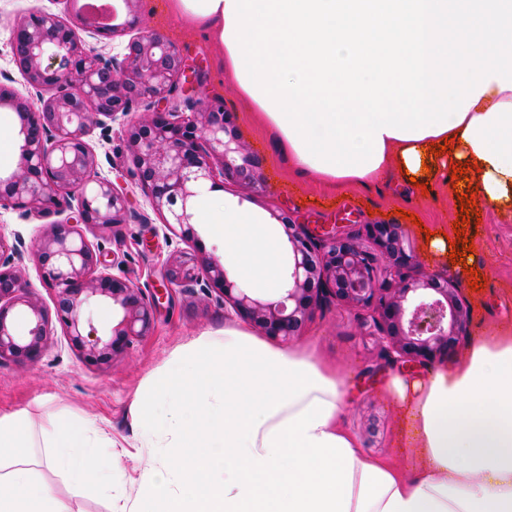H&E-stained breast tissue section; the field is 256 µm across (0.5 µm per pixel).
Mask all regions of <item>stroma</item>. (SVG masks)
<instances>
[{"label":"stroma","instance_id":"1","mask_svg":"<svg viewBox=\"0 0 512 512\" xmlns=\"http://www.w3.org/2000/svg\"><path fill=\"white\" fill-rule=\"evenodd\" d=\"M112 2L119 17L135 12L140 27L162 34L180 50L186 66L201 71L200 82L191 91L171 96L169 108L186 112L194 101L223 100L245 154L257 164L258 177L252 187L225 182L226 204L259 215L278 233L286 220L320 232L339 225L360 239L369 224L403 225L420 271L448 275L470 306L469 332L449 352L442 369L458 365L470 345L492 327H512V219L477 206L465 228L466 238L473 241L468 264L454 265L449 259L437 258L425 233L448 227L461 210L447 176H440L425 190L407 183L396 172L369 189L335 192L322 186L314 174H301L289 167L273 136L247 119L249 105L221 74L220 52L209 43L205 31L178 34L175 22L162 19L165 0H136L131 7L125 0ZM63 9L62 0H0V91L29 94L10 48L20 17L33 11L59 13ZM124 122L91 128L88 141L100 159L99 176L123 188L134 216L108 228L88 226L81 233L91 244L100 245L105 259L113 263L114 275L130 280L146 294H161L154 325L146 336L134 338L124 354L101 367L87 365L61 326H54L38 360L0 363V413H22L35 427L55 413L93 420L129 448L135 442L130 414L134 393L167 364L177 348L204 333L223 335L225 326L237 323L238 318L215 297L166 289L165 272L171 258L189 253L200 259L223 260L224 240L207 224H196L193 242L182 241L165 228L133 175ZM56 220L53 214L25 218L18 209L0 206V243L9 248L16 241L24 242L22 276L29 293L49 308L54 305L55 291L42 280L34 246ZM474 280L479 283L475 290L470 287ZM370 314L368 308L329 300L316 309L295 342L313 343L322 358L336 364L342 373L352 397L344 421L357 435L364 453L402 458L406 451L397 441L402 413L383 389L392 376L421 377L427 369L390 362L381 339L364 333L363 324Z\"/></svg>","mask_w":512,"mask_h":512}]
</instances>
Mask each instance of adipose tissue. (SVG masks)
I'll return each instance as SVG.
<instances>
[{
	"mask_svg": "<svg viewBox=\"0 0 512 512\" xmlns=\"http://www.w3.org/2000/svg\"><path fill=\"white\" fill-rule=\"evenodd\" d=\"M205 28L224 72L282 157L335 189L391 167L417 183L463 165L460 191L512 214V0H168ZM453 143L434 156L431 143ZM224 270L276 297L280 239L255 214L203 198ZM411 425V468L366 455L346 427L336 366L314 345L248 327L176 350L132 403L133 490H115L107 431L0 414V512H73L59 484L109 512H512V330L491 329L458 366L387 386Z\"/></svg>",
	"mask_w": 512,
	"mask_h": 512,
	"instance_id": "adipose-tissue-1",
	"label": "adipose tissue"
}]
</instances>
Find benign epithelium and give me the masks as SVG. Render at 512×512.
<instances>
[{"mask_svg": "<svg viewBox=\"0 0 512 512\" xmlns=\"http://www.w3.org/2000/svg\"><path fill=\"white\" fill-rule=\"evenodd\" d=\"M11 51L39 106L33 110L13 95L6 99L22 118L21 145L16 169L0 177V205L26 216L52 210L67 216L35 246L42 278L55 290V316L26 292L21 246L7 255L0 250V361L37 359L55 318L86 363L105 365L148 333L155 299L110 273L102 253L79 232L80 224H122L129 213L125 193L97 175L98 158L86 137L91 127L127 115L138 99L168 100L178 81L191 77L179 49L157 32L137 29L122 57L106 59L85 49L71 21L49 12L15 25ZM126 137L134 176L165 227L183 240L197 238L193 206L204 189L222 188L226 179L256 183L255 164L243 153L222 103L200 101L189 114L157 108L130 125ZM283 231L290 248L288 281L276 300L237 287L215 259L179 261L167 284L182 292H213L241 319L284 342L299 335L329 297L371 307L372 326L396 362L432 365L467 335L469 309L456 284L440 273H405L415 255L400 225H367L372 250L336 231L317 235L302 224H285ZM380 262L394 277L376 276ZM95 296L112 300L120 313L106 339L83 334L81 305ZM15 308L29 320L25 337L12 333Z\"/></svg>", "mask_w": 512, "mask_h": 512, "instance_id": "obj_1", "label": "benign epithelium"}]
</instances>
